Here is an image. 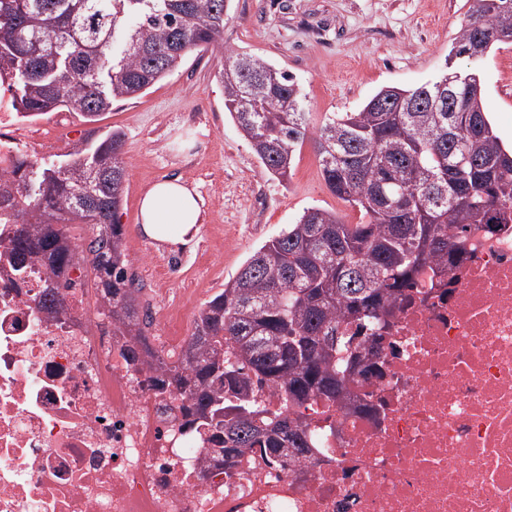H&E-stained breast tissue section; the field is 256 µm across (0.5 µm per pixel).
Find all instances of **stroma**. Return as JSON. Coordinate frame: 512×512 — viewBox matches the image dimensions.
Returning <instances> with one entry per match:
<instances>
[{
	"instance_id": "35a3bbf8",
	"label": "stroma",
	"mask_w": 512,
	"mask_h": 512,
	"mask_svg": "<svg viewBox=\"0 0 512 512\" xmlns=\"http://www.w3.org/2000/svg\"><path fill=\"white\" fill-rule=\"evenodd\" d=\"M466 0H232L224 45L187 54L182 64L137 99L114 102L92 124L72 117L69 143L93 129L125 133L127 177L119 221L126 252L155 325L173 344L192 331L202 305L264 243L322 207L349 224L360 213L327 187L312 140H305L287 183L264 172L224 109L217 71L225 50L246 53L288 72L306 96L310 128L333 112L359 110L381 88L412 89L447 69L475 71L485 110L503 141H512V42L481 59L449 58L466 16ZM179 177L202 201L203 222L187 245L146 237L139 200L156 180ZM175 260L157 283L156 266Z\"/></svg>"
}]
</instances>
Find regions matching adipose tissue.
<instances>
[{
  "mask_svg": "<svg viewBox=\"0 0 512 512\" xmlns=\"http://www.w3.org/2000/svg\"><path fill=\"white\" fill-rule=\"evenodd\" d=\"M139 215L144 235L161 242L189 243L202 222L197 192L177 179L152 184L141 198Z\"/></svg>",
  "mask_w": 512,
  "mask_h": 512,
  "instance_id": "ef3b65f1",
  "label": "adipose tissue"
}]
</instances>
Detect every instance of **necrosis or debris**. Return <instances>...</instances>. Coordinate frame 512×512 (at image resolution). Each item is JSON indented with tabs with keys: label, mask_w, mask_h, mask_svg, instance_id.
<instances>
[{
	"label": "necrosis or debris",
	"mask_w": 512,
	"mask_h": 512,
	"mask_svg": "<svg viewBox=\"0 0 512 512\" xmlns=\"http://www.w3.org/2000/svg\"><path fill=\"white\" fill-rule=\"evenodd\" d=\"M66 134L22 129L0 96V175ZM69 277L50 315L44 272L0 254V512H512L511 224L421 270L381 376L311 403L312 459L285 469L208 465L180 396L139 385L82 270Z\"/></svg>",
	"instance_id": "necrosis-or-debris-1"
}]
</instances>
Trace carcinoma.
I'll return each mask as SVG.
<instances>
[{
  "instance_id": "cac0c4a2",
  "label": "carcinoma",
  "mask_w": 512,
  "mask_h": 512,
  "mask_svg": "<svg viewBox=\"0 0 512 512\" xmlns=\"http://www.w3.org/2000/svg\"><path fill=\"white\" fill-rule=\"evenodd\" d=\"M230 0H0V79L13 109L39 117L72 112L88 119L135 99L193 50L224 40ZM449 50L469 55L471 28L494 33L512 18V0H469ZM224 109L263 169L291 177L309 128L293 76L246 53L224 52ZM451 83L441 106L436 83L385 87L356 112L326 117L313 140L329 190L358 208L306 209L247 259L200 308L178 361L150 342L152 317L128 273L117 214L127 175L125 134L113 128L71 146L59 164L18 162L0 177V212L15 224L0 241L16 267L47 274L40 309L59 313L69 272L89 263L100 314L120 336L128 368L159 366L153 386L175 389L192 423L210 432L211 458L230 466L244 453L274 462L307 457L314 441L301 409L342 401L355 378L380 371L390 317L421 267L463 261L467 234L512 224V149L493 131L473 72ZM92 225L89 243L71 234ZM369 330L358 340L347 335ZM279 390L284 410L255 393Z\"/></svg>"
}]
</instances>
